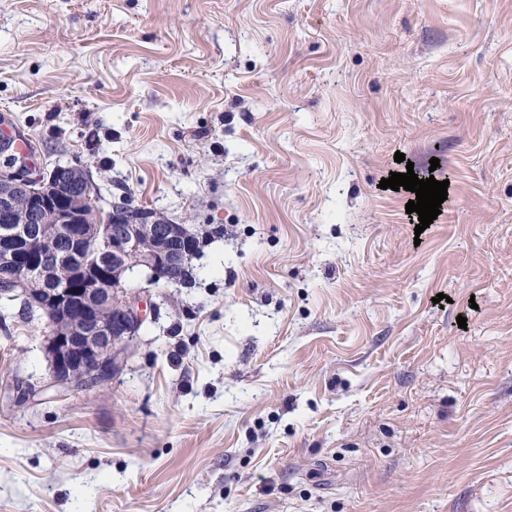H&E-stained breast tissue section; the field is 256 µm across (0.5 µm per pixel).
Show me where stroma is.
<instances>
[{"label":"stroma","instance_id":"35a3bbf8","mask_svg":"<svg viewBox=\"0 0 512 512\" xmlns=\"http://www.w3.org/2000/svg\"><path fill=\"white\" fill-rule=\"evenodd\" d=\"M0 124L202 237L107 384L0 311V512H512V0H0Z\"/></svg>","mask_w":512,"mask_h":512}]
</instances>
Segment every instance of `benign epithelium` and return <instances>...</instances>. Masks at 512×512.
I'll use <instances>...</instances> for the list:
<instances>
[{
    "label": "benign epithelium",
    "instance_id": "benign-epithelium-1",
    "mask_svg": "<svg viewBox=\"0 0 512 512\" xmlns=\"http://www.w3.org/2000/svg\"><path fill=\"white\" fill-rule=\"evenodd\" d=\"M18 138L0 132V295L24 296L28 310L47 321L45 353L51 384L65 390L88 378L103 385L148 319L142 291L128 276L136 269L157 283L170 270L189 273L199 237L188 224L169 219L138 224L117 214L115 224H83L81 210L57 205L59 187L45 181ZM61 240L57 253L38 249L44 239ZM101 245L94 253L91 245ZM39 279L31 291L25 281Z\"/></svg>",
    "mask_w": 512,
    "mask_h": 512
}]
</instances>
